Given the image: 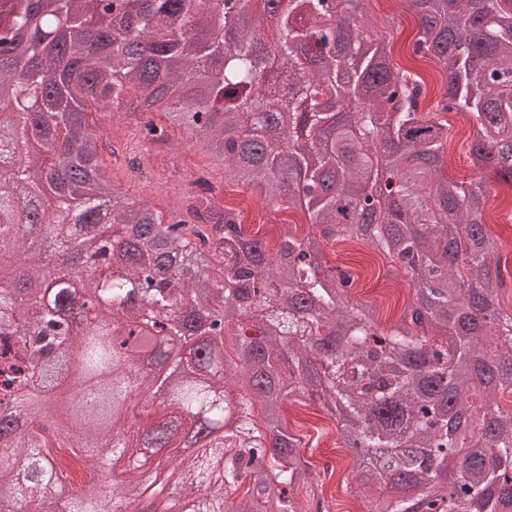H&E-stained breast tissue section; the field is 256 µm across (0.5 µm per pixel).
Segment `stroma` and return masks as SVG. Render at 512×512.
Here are the masks:
<instances>
[{
    "label": "stroma",
    "instance_id": "35a3bbf8",
    "mask_svg": "<svg viewBox=\"0 0 512 512\" xmlns=\"http://www.w3.org/2000/svg\"><path fill=\"white\" fill-rule=\"evenodd\" d=\"M360 3L368 20L365 35L383 37L389 41L394 62L427 84V110L436 109L446 78L430 61L413 56L412 46L418 37L419 25L405 0H360ZM148 117L157 124L166 125L164 106H156ZM148 117L118 109L109 124L105 125L98 112L91 108L87 111L86 120L104 142L124 147L139 140L140 127ZM445 119L449 123V130L443 176L464 182H481L492 195L488 231L504 242L512 243V186L497 181L489 169L478 167L473 162L469 143L459 132L463 124L462 116L450 112ZM166 127L171 138L169 145L158 151H149L142 172L131 171L125 159L106 158L113 186L121 195L150 205L164 221L170 222L185 212L189 203L184 172L201 171L207 173L216 186L218 203L236 208L245 230L265 239L268 245H275L280 225L294 224L299 230H306L304 214L289 209L287 200L270 201L264 199L259 191L226 183L222 165L204 152L199 144L191 141L183 129ZM325 253L331 265L357 274L358 280L351 290L353 302L384 303V317L391 321L399 318L412 292L407 280L399 277L395 280L398 291L391 299H383L378 294L377 283L388 268L387 259L381 252L367 245L349 247L331 243L326 246ZM285 407L298 433L306 442L314 444L315 455L330 458L342 456L343 451L338 448L334 437H319V430L329 427L330 422L316 406L295 395L287 400Z\"/></svg>",
    "mask_w": 512,
    "mask_h": 512
}]
</instances>
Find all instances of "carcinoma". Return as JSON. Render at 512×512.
Masks as SVG:
<instances>
[{
	"instance_id": "obj_1",
	"label": "carcinoma",
	"mask_w": 512,
	"mask_h": 512,
	"mask_svg": "<svg viewBox=\"0 0 512 512\" xmlns=\"http://www.w3.org/2000/svg\"><path fill=\"white\" fill-rule=\"evenodd\" d=\"M219 2L120 0L91 16L85 0H0V28L25 37L23 66L0 68V82L15 86L14 142L46 127L58 141L55 157L22 154L0 170V321L10 323L0 328V512H106L101 494L73 487L58 450L94 462L125 408L138 429L124 455L153 461L156 473L119 472L122 458H112L108 494L123 512H140L145 500L159 509L172 496L187 512H305L298 491L314 469L285 415L295 393L337 422L352 470L388 488L366 512H512V409L490 404L476 435L454 423L472 410L473 387L512 394L504 245L486 229L481 184L437 177L419 195L411 181L438 168L448 124L424 116L423 82L391 63L386 40L364 35L348 13L353 0H269L278 36L260 51L259 24L224 42L212 25ZM409 2L420 17L413 54L447 75L440 111L469 116L471 155L512 185V0ZM40 12L67 32L52 54ZM185 83L190 92L168 120L209 155L224 154L234 183L288 196L312 233L288 230L268 252L204 177L192 181L187 217L163 231L144 203L126 201L112 222L95 221L93 191L109 175L85 105L106 122L117 106L152 109ZM299 120L317 164L282 138ZM144 127L151 145L167 143L165 127ZM45 179L91 219L59 218L51 232L60 244L75 237L92 260L104 237L121 242L112 267L78 292L71 273L47 270L41 245L12 223L31 200L11 185ZM372 183L384 190L367 191ZM336 239L368 243L409 278L413 303L393 325L349 305L353 274L323 262V243ZM194 251L210 263L187 280L177 267ZM137 292L147 305H130ZM77 299L101 330L63 323ZM160 321L186 351L160 383L148 354L139 381L159 406L127 405L126 379L114 374L109 386L101 377L140 347V325ZM59 355L72 356L81 377L55 425L38 413L57 399L27 386ZM234 388L252 393L242 417L191 456L171 452L194 428L192 413L215 416L214 392L230 400Z\"/></svg>"
}]
</instances>
